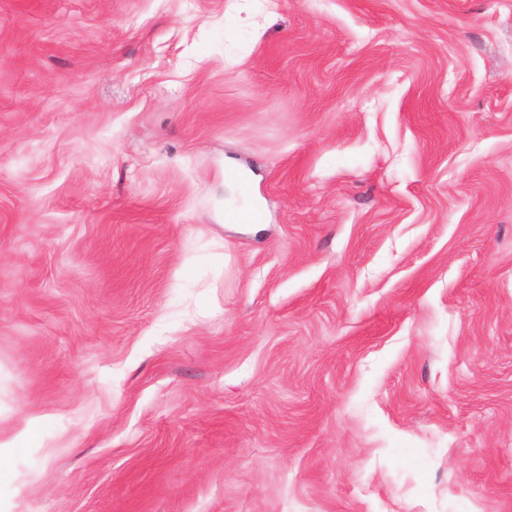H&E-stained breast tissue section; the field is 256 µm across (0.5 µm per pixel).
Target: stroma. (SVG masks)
Segmentation results:
<instances>
[{"label":"stroma","mask_w":512,"mask_h":512,"mask_svg":"<svg viewBox=\"0 0 512 512\" xmlns=\"http://www.w3.org/2000/svg\"><path fill=\"white\" fill-rule=\"evenodd\" d=\"M1 435L0 512H512V0H0Z\"/></svg>","instance_id":"1"}]
</instances>
